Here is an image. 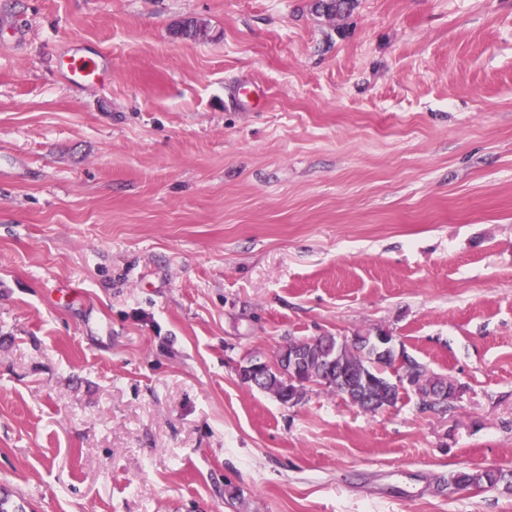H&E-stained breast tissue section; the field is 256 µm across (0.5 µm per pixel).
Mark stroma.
<instances>
[{"instance_id":"obj_1","label":"stroma","mask_w":512,"mask_h":512,"mask_svg":"<svg viewBox=\"0 0 512 512\" xmlns=\"http://www.w3.org/2000/svg\"><path fill=\"white\" fill-rule=\"evenodd\" d=\"M314 4L0 0L10 512H512V0ZM380 329L447 413L240 378ZM62 73L69 79L75 78L84 83L96 85L101 81L105 69L108 68V56L101 55L92 58L81 54H70L69 52L61 56ZM506 484V488H511V481L506 482L499 476L498 471L491 469H477L467 471H457L448 475V479H443L441 485L455 486L457 489L495 487L500 483Z\"/></svg>"}]
</instances>
